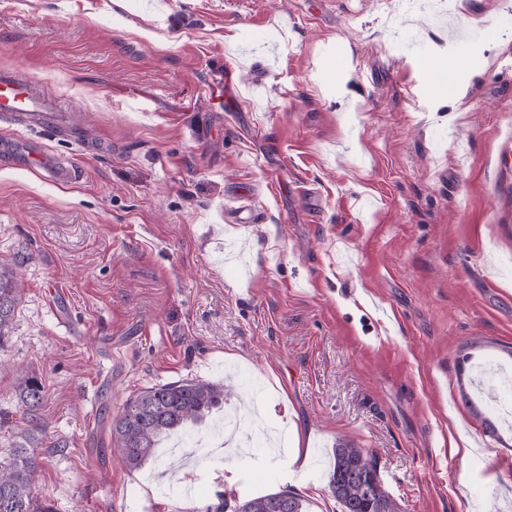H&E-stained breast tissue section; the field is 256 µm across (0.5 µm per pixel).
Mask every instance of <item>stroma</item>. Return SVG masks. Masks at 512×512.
Segmentation results:
<instances>
[{
	"instance_id": "stroma-1",
	"label": "stroma",
	"mask_w": 512,
	"mask_h": 512,
	"mask_svg": "<svg viewBox=\"0 0 512 512\" xmlns=\"http://www.w3.org/2000/svg\"><path fill=\"white\" fill-rule=\"evenodd\" d=\"M429 61L462 99L428 93ZM3 68L74 125L0 122L79 172L56 183L0 148V260L21 293L0 455L28 425L19 379L38 377L52 512L281 490L339 512L340 441L375 451L402 512H512V429L485 436L459 393L465 367L512 374V0H0ZM192 379L233 395L188 451L258 401L304 465L161 448L119 466L128 397Z\"/></svg>"
}]
</instances>
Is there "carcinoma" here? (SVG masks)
Wrapping results in <instances>:
<instances>
[{
	"instance_id": "carcinoma-1",
	"label": "carcinoma",
	"mask_w": 512,
	"mask_h": 512,
	"mask_svg": "<svg viewBox=\"0 0 512 512\" xmlns=\"http://www.w3.org/2000/svg\"><path fill=\"white\" fill-rule=\"evenodd\" d=\"M20 300L13 268L0 262V337L8 333ZM19 398L33 430L20 433L10 452L0 460V512H50L40 506L33 489L38 481L39 462L32 448L42 429L37 410L44 387L35 376L20 380ZM224 386L185 380L148 387L130 397L112 421L113 450L123 466L142 468L156 448L180 431H192L213 412L223 408ZM377 469L373 454L357 445L339 441L333 448L329 488L341 512H400L396 501L382 486L362 480L364 472ZM215 512H305L301 498L287 492L267 493L248 500L222 499Z\"/></svg>"
}]
</instances>
